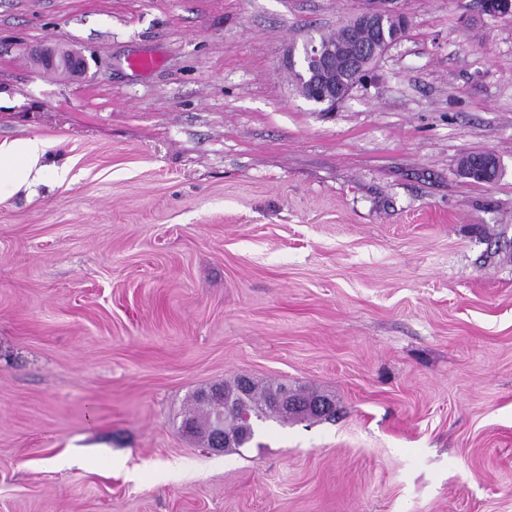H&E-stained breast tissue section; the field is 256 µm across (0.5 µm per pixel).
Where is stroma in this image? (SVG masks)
I'll list each match as a JSON object with an SVG mask.
<instances>
[{
    "mask_svg": "<svg viewBox=\"0 0 512 512\" xmlns=\"http://www.w3.org/2000/svg\"><path fill=\"white\" fill-rule=\"evenodd\" d=\"M365 6L0 0V142L67 169L0 199V512H512V18L399 0L315 111L284 54ZM240 376L338 416L212 452ZM40 63L43 67L56 71H77L85 68L82 57L63 50H49L43 53L40 57ZM220 389L213 388L206 392L201 393V396L204 399H209L216 396L219 393ZM201 397H197L195 399L196 406L193 408L191 412H195L193 414H189L188 417L194 419L200 428L204 429L210 418L216 414L217 410L221 407H224V399L217 400H204Z\"/></svg>",
    "mask_w": 512,
    "mask_h": 512,
    "instance_id": "obj_1",
    "label": "stroma"
}]
</instances>
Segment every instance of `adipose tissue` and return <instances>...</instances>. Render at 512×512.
Masks as SVG:
<instances>
[{
	"instance_id": "ef3b65f1",
	"label": "adipose tissue",
	"mask_w": 512,
	"mask_h": 512,
	"mask_svg": "<svg viewBox=\"0 0 512 512\" xmlns=\"http://www.w3.org/2000/svg\"><path fill=\"white\" fill-rule=\"evenodd\" d=\"M47 145L40 138L0 142V197L34 184L48 174L62 176V169L46 163Z\"/></svg>"
}]
</instances>
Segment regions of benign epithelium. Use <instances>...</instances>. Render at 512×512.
I'll return each instance as SVG.
<instances>
[{"label":"benign epithelium","mask_w":512,"mask_h":512,"mask_svg":"<svg viewBox=\"0 0 512 512\" xmlns=\"http://www.w3.org/2000/svg\"><path fill=\"white\" fill-rule=\"evenodd\" d=\"M371 8L364 9L343 24L344 41H322L315 37L307 38L301 55L289 50L285 58V68L296 74L295 90L306 97V101L318 112H331L343 102L351 92L362 84L376 68L379 58L390 47L405 37L407 29H400L387 40L379 30L377 20L396 17L406 21L405 14L388 8L392 0H370ZM482 11L492 18L512 17V0H481ZM42 66L62 71H77L85 68L84 59L68 51L49 50L40 57ZM485 182H494L500 171V161L496 154L485 153L481 162ZM238 423L232 412L220 411L214 420L209 446L214 452H224L232 446L237 434L228 426V420Z\"/></svg>","instance_id":"benign-epithelium-1"}]
</instances>
